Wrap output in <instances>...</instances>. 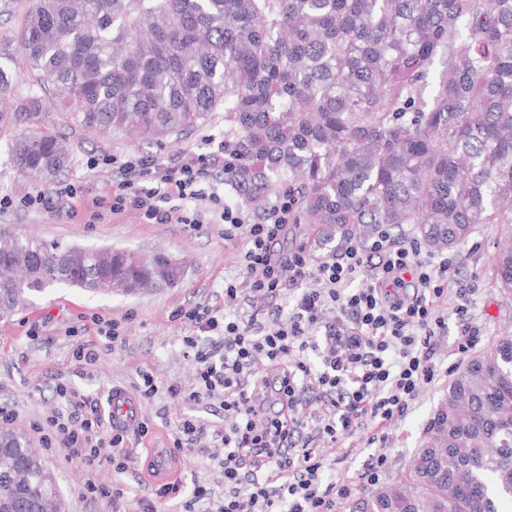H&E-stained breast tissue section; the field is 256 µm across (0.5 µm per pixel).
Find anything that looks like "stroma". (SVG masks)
Instances as JSON below:
<instances>
[{"label": "stroma", "mask_w": 512, "mask_h": 512, "mask_svg": "<svg viewBox=\"0 0 512 512\" xmlns=\"http://www.w3.org/2000/svg\"><path fill=\"white\" fill-rule=\"evenodd\" d=\"M33 0H0V66L8 68L17 94H25L36 85V75L18 65V33ZM51 130L68 143L70 162L55 178V185L80 187V203L91 208L93 201L107 195L112 173L87 165L91 156L102 154H154L159 157L179 150L196 148L205 140L224 138V114L212 113L202 127L161 145H148L124 133L106 137L81 127L66 113L49 110L29 121L16 125L0 123V195L17 199V206L0 212V226L20 236L56 240L86 249L112 247L137 253L162 252L184 265L182 279L173 286L154 288L135 295L91 293L58 285L31 296L10 318L0 319V405L16 413L14 429L24 432L31 442H38L33 426L47 413L67 409L66 399L59 397V385H67L78 399L107 406L115 388L133 390L141 373L153 375L160 391L152 403L143 405L142 416L151 430L142 440L130 441L133 459L122 479L135 489L122 504V512H140L139 499L154 496L155 485L144 478L143 463L149 448H168L177 422L186 415L197 417L207 433L223 428L224 412L218 404L195 403L167 394L170 385L191 389L195 369L185 357L182 338L184 329L172 321V313L196 302L224 305L225 282L239 278L241 270L237 253L224 244L221 227L202 224H144L131 212L99 224L86 223L84 216H71L64 211H48L20 206L19 201L42 191L41 183L23 176L17 169L12 146L28 129ZM503 231L499 224L479 225L471 237L448 250L447 255L459 270L460 278H476L479 291L474 297L473 313L482 326L484 337L478 352L489 351L502 337L512 336V295L502 294L494 283L493 257ZM106 314L125 318L127 343H98V359L85 365L76 361L73 351L77 338L68 336V327L79 324L81 317ZM37 329L38 338H31L29 329ZM447 381L422 391L409 414L389 430L388 462L378 485L358 490L344 507V512H360L359 505L385 487L403 477L429 424L444 399ZM42 456L55 475L66 512H112L110 504L91 501L78 493V468L66 462L60 453L45 448ZM177 476L182 492H189L194 483L217 485L218 468L208 453L187 452L181 457Z\"/></svg>", "instance_id": "obj_1"}]
</instances>
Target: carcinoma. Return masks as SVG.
I'll use <instances>...</instances> for the list:
<instances>
[{"label":"carcinoma","mask_w":512,"mask_h":512,"mask_svg":"<svg viewBox=\"0 0 512 512\" xmlns=\"http://www.w3.org/2000/svg\"><path fill=\"white\" fill-rule=\"evenodd\" d=\"M20 49L51 97L15 94L0 67V121L53 108L110 136L179 138L224 112V183L254 211L288 191L324 248L361 224L414 225L452 249L512 224V0H36ZM17 167L47 181L69 158L33 130ZM494 257L512 295V229ZM11 309L64 284L133 294L178 282L140 258L0 235ZM400 482L366 512H502L512 502V336L468 360ZM13 512L60 496L20 434L0 436Z\"/></svg>","instance_id":"carcinoma-1"}]
</instances>
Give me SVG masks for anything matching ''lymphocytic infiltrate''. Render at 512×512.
Masks as SVG:
<instances>
[{"label":"lymphocytic infiltrate","mask_w":512,"mask_h":512,"mask_svg":"<svg viewBox=\"0 0 512 512\" xmlns=\"http://www.w3.org/2000/svg\"><path fill=\"white\" fill-rule=\"evenodd\" d=\"M87 165L114 175L111 194L95 201L90 220L131 211L150 224L215 220L225 243L243 246L244 280L225 283L223 308L197 302L173 315L187 332L184 354L197 381L188 392L168 386V395L218 398L224 408L217 434L224 491L195 483L179 512H341L360 487L378 482L387 428L441 379L435 346L449 315L458 319V353L482 340L469 317L472 289L457 288L454 309L442 306L456 279L450 259L424 256L417 238L390 224L375 225L367 240L347 239L318 261L305 246L285 248L294 200L280 193L255 219L225 205L212 187L224 168L223 147L165 162L136 153L94 156ZM287 291L294 303L285 311L276 301ZM262 303L265 316L244 321L235 314ZM76 332L87 341L74 355L89 364L97 358L89 336L126 341L121 320L97 313ZM203 333L211 334L210 346H200ZM36 430L45 447L79 463L84 497L115 506L130 493L119 479L104 484L92 476L105 467L127 472L132 455L130 431L112 425L100 407L73 402L70 412H51ZM355 434L370 453L352 473L342 445ZM330 448L336 457H327Z\"/></svg>","instance_id":"f902f5d3"}]
</instances>
